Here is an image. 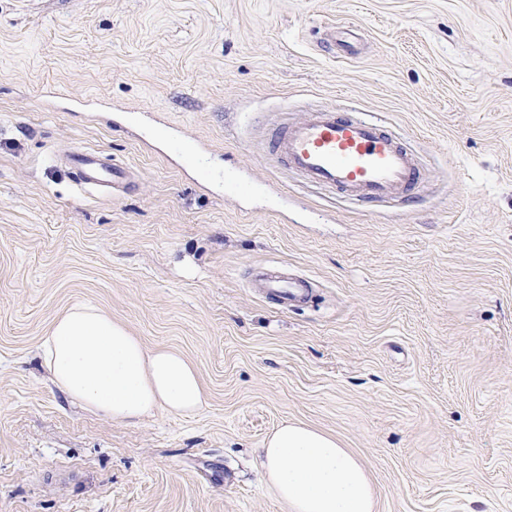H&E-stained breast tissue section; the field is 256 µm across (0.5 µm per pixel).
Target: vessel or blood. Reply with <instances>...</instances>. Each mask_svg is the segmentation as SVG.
I'll return each instance as SVG.
<instances>
[{
  "label": "vessel or blood",
  "mask_w": 512,
  "mask_h": 512,
  "mask_svg": "<svg viewBox=\"0 0 512 512\" xmlns=\"http://www.w3.org/2000/svg\"><path fill=\"white\" fill-rule=\"evenodd\" d=\"M268 153L309 183L365 203L410 200L425 182L417 156L399 135L381 122L333 107L307 113L275 130ZM59 162L86 194L110 196L134 187L138 179L130 167L79 145L71 146ZM258 286L283 307L309 293L305 278L287 276L274 267L262 273Z\"/></svg>",
  "instance_id": "1"
}]
</instances>
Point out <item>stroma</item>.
<instances>
[{"label":"stroma","instance_id":"stroma-1","mask_svg":"<svg viewBox=\"0 0 512 512\" xmlns=\"http://www.w3.org/2000/svg\"><path fill=\"white\" fill-rule=\"evenodd\" d=\"M345 24L356 56L324 52ZM47 84L133 112L42 111ZM328 106L403 137L418 198L268 155ZM75 144L138 186L79 194ZM272 265L312 299L255 291ZM83 302L192 362L199 412L72 404L40 346ZM285 419L362 460L376 512H512V0H0V512H289L257 460Z\"/></svg>","mask_w":512,"mask_h":512}]
</instances>
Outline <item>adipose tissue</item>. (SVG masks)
<instances>
[{"mask_svg": "<svg viewBox=\"0 0 512 512\" xmlns=\"http://www.w3.org/2000/svg\"><path fill=\"white\" fill-rule=\"evenodd\" d=\"M42 364L67 397L113 421L164 410L188 417L203 404L195 366L169 349L147 350L97 306L74 305L42 341ZM266 482L291 512H374L363 462L336 438L283 420L258 450Z\"/></svg>", "mask_w": 512, "mask_h": 512, "instance_id": "ef3b65f1", "label": "adipose tissue"}]
</instances>
